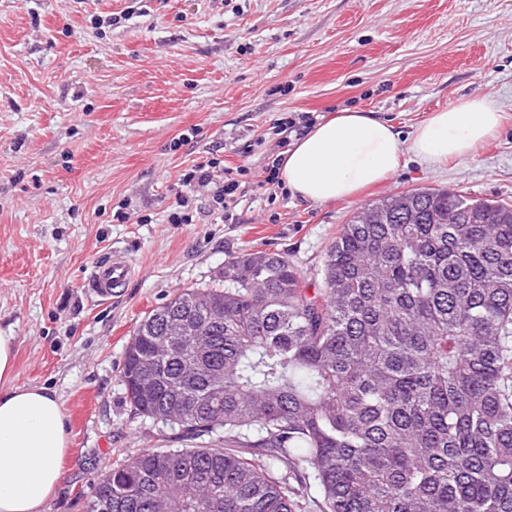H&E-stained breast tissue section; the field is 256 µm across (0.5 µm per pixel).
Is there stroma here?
Here are the masks:
<instances>
[{
  "mask_svg": "<svg viewBox=\"0 0 512 512\" xmlns=\"http://www.w3.org/2000/svg\"><path fill=\"white\" fill-rule=\"evenodd\" d=\"M467 97L504 114L473 160L406 153L386 181L324 204L264 182L294 140L281 119L357 109L406 141ZM213 159L237 184L223 213L179 180ZM421 186L512 203V0H0V332L18 384L55 391L70 429L44 512H88L113 467L181 447L120 377L148 312L249 248L319 287L342 224ZM180 210L193 223H170ZM115 251L134 273L101 298L87 282Z\"/></svg>",
  "mask_w": 512,
  "mask_h": 512,
  "instance_id": "obj_1",
  "label": "stroma"
}]
</instances>
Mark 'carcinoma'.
<instances>
[{
  "label": "carcinoma",
  "instance_id": "obj_1",
  "mask_svg": "<svg viewBox=\"0 0 512 512\" xmlns=\"http://www.w3.org/2000/svg\"><path fill=\"white\" fill-rule=\"evenodd\" d=\"M319 276L309 294L245 249L140 321L129 403L200 444L112 469L88 512H300L313 487L321 512H512V205L394 194L341 225Z\"/></svg>",
  "mask_w": 512,
  "mask_h": 512
}]
</instances>
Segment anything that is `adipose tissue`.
Segmentation results:
<instances>
[{
  "mask_svg": "<svg viewBox=\"0 0 512 512\" xmlns=\"http://www.w3.org/2000/svg\"><path fill=\"white\" fill-rule=\"evenodd\" d=\"M502 119L488 100L465 98L432 113L405 143L375 113L343 112L283 153L280 179L308 202L351 200L393 175L403 153L431 165L471 160ZM16 378L14 338L0 333V512H44L69 453L66 417L54 391Z\"/></svg>",
  "mask_w": 512,
  "mask_h": 512,
  "instance_id": "1",
  "label": "adipose tissue"
}]
</instances>
